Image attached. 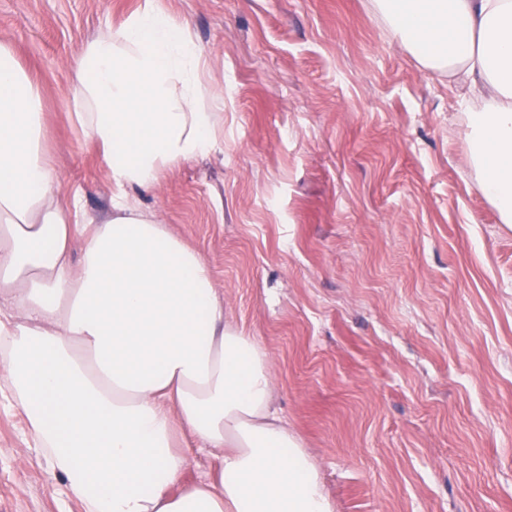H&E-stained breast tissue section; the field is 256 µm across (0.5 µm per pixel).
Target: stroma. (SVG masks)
Segmentation results:
<instances>
[{
	"label": "stroma",
	"instance_id": "35a3bbf8",
	"mask_svg": "<svg viewBox=\"0 0 512 512\" xmlns=\"http://www.w3.org/2000/svg\"><path fill=\"white\" fill-rule=\"evenodd\" d=\"M148 1L189 23L224 133L134 196L266 348L336 512H512V228L470 165L462 87L369 0H0L60 191L91 217L112 188L73 122L69 63ZM0 512H83L4 400Z\"/></svg>",
	"mask_w": 512,
	"mask_h": 512
}]
</instances>
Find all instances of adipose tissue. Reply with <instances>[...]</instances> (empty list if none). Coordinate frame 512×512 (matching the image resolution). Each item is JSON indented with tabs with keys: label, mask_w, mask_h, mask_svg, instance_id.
I'll return each instance as SVG.
<instances>
[{
	"label": "adipose tissue",
	"mask_w": 512,
	"mask_h": 512,
	"mask_svg": "<svg viewBox=\"0 0 512 512\" xmlns=\"http://www.w3.org/2000/svg\"><path fill=\"white\" fill-rule=\"evenodd\" d=\"M462 86L479 188L512 224V0H371ZM75 121L116 189L60 197L41 91L0 42V398L84 512H336L274 407L267 350L224 318L203 256L127 190L211 152L224 100L186 23L144 6L72 60ZM190 435L216 461L184 481Z\"/></svg>",
	"instance_id": "adipose-tissue-1"
}]
</instances>
